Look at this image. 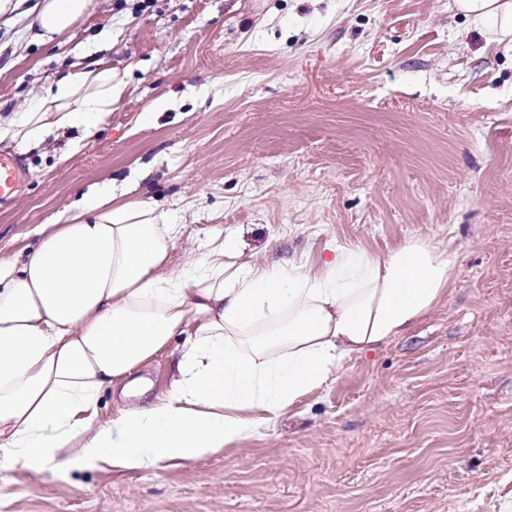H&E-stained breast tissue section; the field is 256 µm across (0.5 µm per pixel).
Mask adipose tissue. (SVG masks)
I'll list each match as a JSON object with an SVG mask.
<instances>
[{"label":"adipose tissue","mask_w":512,"mask_h":512,"mask_svg":"<svg viewBox=\"0 0 512 512\" xmlns=\"http://www.w3.org/2000/svg\"><path fill=\"white\" fill-rule=\"evenodd\" d=\"M99 0H42L30 22L51 41ZM512 45V0H454ZM120 94L111 66L60 78L0 141L50 127L95 136ZM83 197L71 223L39 231L24 260L0 261V471L196 461L259 436L353 358L408 335L447 295L446 251L410 239L382 255L330 247L319 264L238 262L211 242L191 276L160 275L183 227L149 202ZM186 344L167 397L97 419L100 395L174 337Z\"/></svg>","instance_id":"adipose-tissue-1"}]
</instances>
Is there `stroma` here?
Listing matches in <instances>:
<instances>
[{"label":"stroma","mask_w":512,"mask_h":512,"mask_svg":"<svg viewBox=\"0 0 512 512\" xmlns=\"http://www.w3.org/2000/svg\"><path fill=\"white\" fill-rule=\"evenodd\" d=\"M0 13V99L97 60L126 84L100 131L0 143L23 179L0 259L82 195L167 211L165 273L215 237L271 267L410 238L454 259L409 334L354 358L264 430L198 461L0 472V512H506L512 505V48L453 0H101L66 43ZM166 106L152 122L154 102ZM184 346L138 368L163 400Z\"/></svg>","instance_id":"35a3bbf8"}]
</instances>
